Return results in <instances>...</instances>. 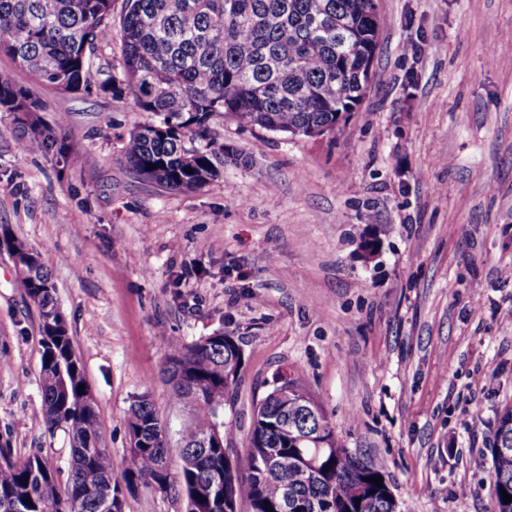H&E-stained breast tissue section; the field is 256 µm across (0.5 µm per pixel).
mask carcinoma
<instances>
[{"label":"carcinoma","mask_w":512,"mask_h":512,"mask_svg":"<svg viewBox=\"0 0 512 512\" xmlns=\"http://www.w3.org/2000/svg\"><path fill=\"white\" fill-rule=\"evenodd\" d=\"M380 24L373 0H0V54L42 84L65 92L95 86L127 95L148 122L126 141L124 158L140 177L171 190H198L239 160L213 125L231 117L292 137L311 128L330 133L339 116L365 95L361 60L374 58ZM109 47L106 78L91 83L98 52ZM29 88L0 78V112H21L31 132L19 148L62 152L63 121L50 125ZM153 169H148V165ZM12 259L28 261L22 281L41 326L43 423L66 433L71 469L64 489L38 454L0 458V512H123V489L160 488L185 502V512L224 509L228 482L234 502L251 512H400L376 464L343 448L324 410L290 380L288 411L277 395L283 374L256 402L245 454L224 444V402L239 381L243 351L216 330L165 354L164 381L186 404L178 440L180 464L170 466L167 428L148 394L129 410L131 464L118 472L101 443L95 406L86 402L84 370L75 358L49 270L24 240L3 236ZM491 451L494 512H512V406L499 417Z\"/></svg>","instance_id":"cac0c4a2"}]
</instances>
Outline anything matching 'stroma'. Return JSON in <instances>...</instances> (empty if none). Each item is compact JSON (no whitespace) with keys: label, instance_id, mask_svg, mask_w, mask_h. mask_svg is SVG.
I'll use <instances>...</instances> for the list:
<instances>
[{"label":"stroma","instance_id":"1","mask_svg":"<svg viewBox=\"0 0 512 512\" xmlns=\"http://www.w3.org/2000/svg\"><path fill=\"white\" fill-rule=\"evenodd\" d=\"M368 90L336 136L215 126L244 162L195 191L137 176L122 147L145 119L127 96L30 87L96 166L19 150L0 112V234L52 275L102 443L129 464L126 419L149 394L170 431L183 406L167 347L221 329L243 365L224 407L236 438L277 373L326 412L339 443L380 465L402 512H490L489 455L512 405V0H377ZM480 315H472L473 304ZM41 335L0 250V452L68 472L42 419ZM494 381L476 385L478 376ZM467 495H460V488Z\"/></svg>","mask_w":512,"mask_h":512}]
</instances>
